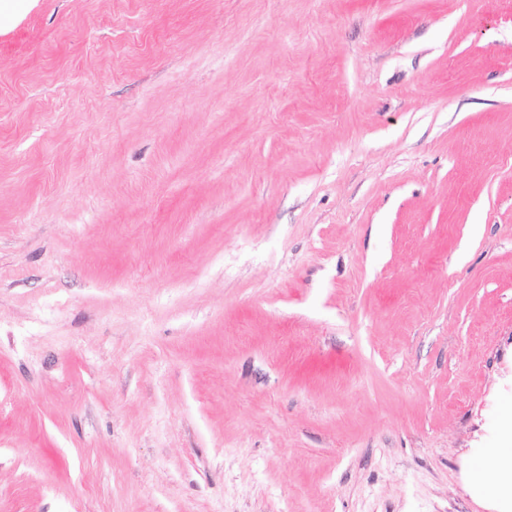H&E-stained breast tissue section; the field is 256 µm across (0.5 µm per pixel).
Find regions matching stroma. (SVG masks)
<instances>
[{
    "label": "stroma",
    "instance_id": "1",
    "mask_svg": "<svg viewBox=\"0 0 512 512\" xmlns=\"http://www.w3.org/2000/svg\"><path fill=\"white\" fill-rule=\"evenodd\" d=\"M512 0L0 20V512H512Z\"/></svg>",
    "mask_w": 512,
    "mask_h": 512
}]
</instances>
